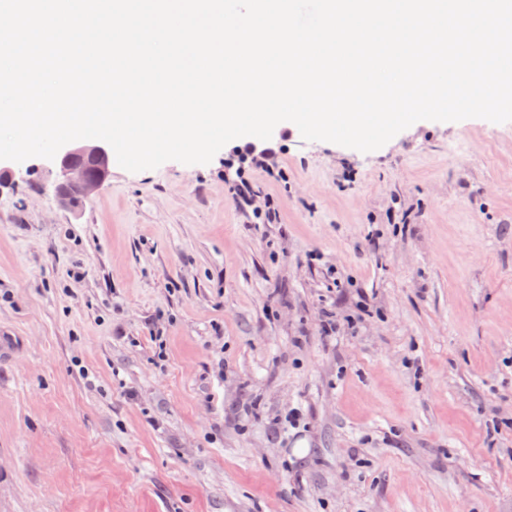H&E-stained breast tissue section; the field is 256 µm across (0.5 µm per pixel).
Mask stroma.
Returning <instances> with one entry per match:
<instances>
[{
    "mask_svg": "<svg viewBox=\"0 0 512 512\" xmlns=\"http://www.w3.org/2000/svg\"><path fill=\"white\" fill-rule=\"evenodd\" d=\"M266 147L257 227L227 163ZM57 179L0 193V512H512V121Z\"/></svg>",
    "mask_w": 512,
    "mask_h": 512,
    "instance_id": "35a3bbf8",
    "label": "stroma"
}]
</instances>
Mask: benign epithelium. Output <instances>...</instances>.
Wrapping results in <instances>:
<instances>
[{
    "instance_id": "obj_1",
    "label": "benign epithelium",
    "mask_w": 512,
    "mask_h": 512,
    "mask_svg": "<svg viewBox=\"0 0 512 512\" xmlns=\"http://www.w3.org/2000/svg\"><path fill=\"white\" fill-rule=\"evenodd\" d=\"M110 150L101 144L71 142L49 164L59 171L55 194L66 208H77L105 182L110 172Z\"/></svg>"
}]
</instances>
